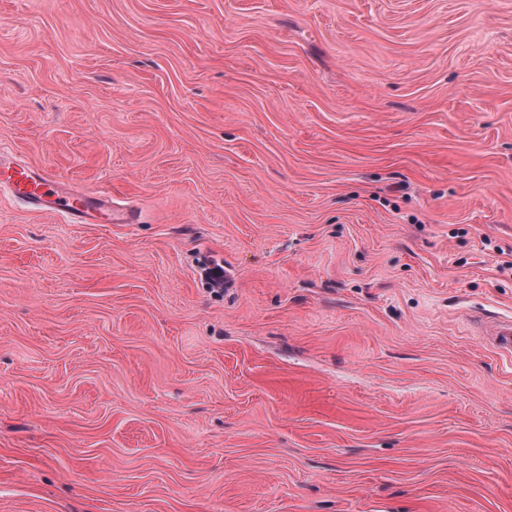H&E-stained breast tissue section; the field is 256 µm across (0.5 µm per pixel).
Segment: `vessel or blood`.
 I'll list each match as a JSON object with an SVG mask.
<instances>
[{"label":"vessel or blood","mask_w":512,"mask_h":512,"mask_svg":"<svg viewBox=\"0 0 512 512\" xmlns=\"http://www.w3.org/2000/svg\"><path fill=\"white\" fill-rule=\"evenodd\" d=\"M0 189L38 211L61 213L75 224H108L112 221L111 196L76 195L61 188L36 167L1 152ZM482 334L498 354L512 356V320L485 327Z\"/></svg>","instance_id":"b4317fda"}]
</instances>
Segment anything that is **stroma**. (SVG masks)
Masks as SVG:
<instances>
[{
	"mask_svg": "<svg viewBox=\"0 0 512 512\" xmlns=\"http://www.w3.org/2000/svg\"><path fill=\"white\" fill-rule=\"evenodd\" d=\"M0 148V512H512V0H0ZM0 188L41 212L63 213L74 224H112V197L79 196L36 167L0 152ZM482 335L498 354L512 356V320L500 321L485 327Z\"/></svg>",
	"mask_w": 512,
	"mask_h": 512,
	"instance_id": "stroma-1",
	"label": "stroma"
}]
</instances>
